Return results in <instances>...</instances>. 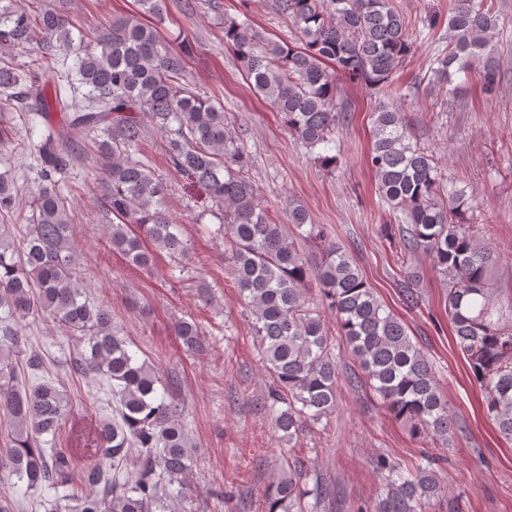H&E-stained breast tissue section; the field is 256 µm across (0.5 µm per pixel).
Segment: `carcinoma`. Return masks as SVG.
Listing matches in <instances>:
<instances>
[{"mask_svg": "<svg viewBox=\"0 0 512 512\" xmlns=\"http://www.w3.org/2000/svg\"><path fill=\"white\" fill-rule=\"evenodd\" d=\"M278 12L303 34L305 45L262 38L247 18L224 19V40L246 78L281 112L289 131L314 150L336 144L338 77L361 79L388 91L411 50L404 17L392 0H277ZM499 26L487 0H456L448 17L453 44L438 54L434 77H453L473 64L483 70L484 91L496 84L493 39ZM41 46L39 56L15 67L0 64V92L25 112L43 116L68 108L65 92L85 89L86 108L69 126L89 136L104 130V158H112L108 211L112 247L146 267V243L176 259L188 243L164 207L166 188L142 156L141 112L166 136L170 166L194 178L222 212L231 275L253 316L261 363L272 379L262 410L293 439L303 427L330 419L341 381L334 349L344 343L361 375L430 448L448 444L453 420L426 354L405 324L388 311L327 227L308 224L299 205L288 223L321 249L309 264L297 241L275 221L248 176L242 133L225 120L224 106L182 83L186 53L134 16L112 21L98 39L100 52L75 43L61 13L31 14L15 0H0V50ZM75 55L76 72L67 66ZM56 72L52 88L41 74ZM369 154L381 200L399 222L401 266L423 251L449 277L448 320L471 378L485 398L487 415L501 437L512 440V322L493 305L488 268L494 252L465 223L469 201L443 183L433 159L411 143L402 113L385 103L373 112ZM39 186L28 211L19 208L9 177L0 173V214L16 213L26 239L16 247L0 237V413L9 431L0 439V478L30 489H49L45 512H192L193 467L187 425L169 393L170 381L139 361L132 342L119 335L112 310L86 299L74 264L72 222L61 184L76 160L58 131L34 149ZM334 312L323 320L311 294ZM39 318L65 327L85 351L77 372L112 385V415L96 421L76 447H56L70 401L55 385L37 380L47 355L21 349L17 320ZM184 351L202 350L194 319L174 327ZM434 457L405 473L388 457L376 460L387 473L373 512H426L447 496ZM308 471L297 458L283 459L268 485L264 512H318L323 486L307 487Z\"/></svg>", "mask_w": 512, "mask_h": 512, "instance_id": "1", "label": "carcinoma"}]
</instances>
